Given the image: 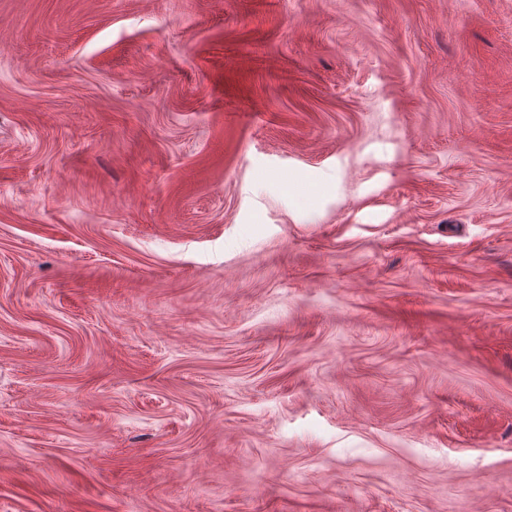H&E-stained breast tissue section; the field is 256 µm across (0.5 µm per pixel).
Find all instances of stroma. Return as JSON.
I'll use <instances>...</instances> for the list:
<instances>
[{
  "label": "stroma",
  "mask_w": 512,
  "mask_h": 512,
  "mask_svg": "<svg viewBox=\"0 0 512 512\" xmlns=\"http://www.w3.org/2000/svg\"><path fill=\"white\" fill-rule=\"evenodd\" d=\"M0 512H512V0H0Z\"/></svg>",
  "instance_id": "stroma-1"
}]
</instances>
